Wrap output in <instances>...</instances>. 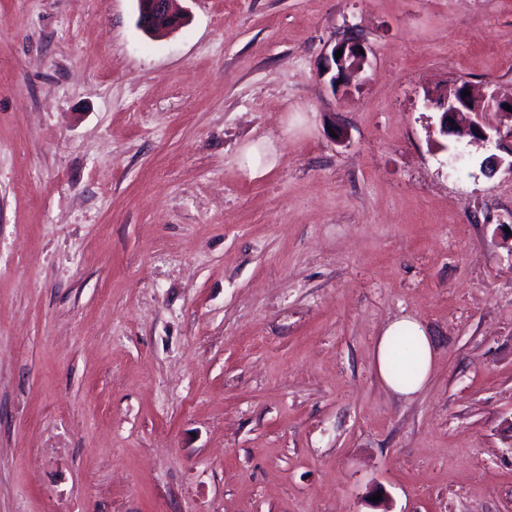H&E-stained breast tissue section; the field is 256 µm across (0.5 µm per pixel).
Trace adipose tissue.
<instances>
[{"instance_id":"adipose-tissue-1","label":"adipose tissue","mask_w":512,"mask_h":512,"mask_svg":"<svg viewBox=\"0 0 512 512\" xmlns=\"http://www.w3.org/2000/svg\"><path fill=\"white\" fill-rule=\"evenodd\" d=\"M403 334L412 337V346L395 348V338ZM433 360L429 337L417 321L410 319L391 322L379 336L374 350V364L379 378L389 390L402 396L417 393L428 383ZM398 365L415 367L413 382L404 383L396 378L394 368Z\"/></svg>"}]
</instances>
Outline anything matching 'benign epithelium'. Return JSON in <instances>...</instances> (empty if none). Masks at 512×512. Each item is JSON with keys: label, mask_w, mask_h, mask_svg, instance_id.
Returning <instances> with one entry per match:
<instances>
[{"label": "benign epithelium", "mask_w": 512, "mask_h": 512, "mask_svg": "<svg viewBox=\"0 0 512 512\" xmlns=\"http://www.w3.org/2000/svg\"><path fill=\"white\" fill-rule=\"evenodd\" d=\"M173 0H137L138 18L144 29L157 27L159 33H169L181 25V17L172 10ZM363 44L346 38L333 46L324 56L326 72H334L331 81L349 83L360 78L367 63V52L359 51ZM341 57H336L337 51ZM466 84L456 85L425 94V106L441 113L440 127L445 134H461L471 141L489 142L512 158V98L502 99L495 91L480 97L462 96Z\"/></svg>", "instance_id": "7a95c632"}]
</instances>
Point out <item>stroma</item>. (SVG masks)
Instances as JSON below:
<instances>
[{"label": "stroma", "instance_id": "stroma-1", "mask_svg": "<svg viewBox=\"0 0 512 512\" xmlns=\"http://www.w3.org/2000/svg\"><path fill=\"white\" fill-rule=\"evenodd\" d=\"M177 5L0 0V512H512V168L424 106L512 97V0ZM141 28L159 27L157 34L169 33L181 25L182 18L172 10L174 0H136ZM359 48L363 52H359ZM342 50V56L336 58V52ZM326 73L335 71L331 78L333 84L336 82L350 83L354 79H359L364 72L367 63V51L361 42L355 38H346L333 46L329 54L324 56ZM265 157L271 164L275 160L274 150L267 144H248L242 151V164L243 168L248 170L251 176L258 175L264 169L262 168L261 161ZM268 157V158H267ZM401 334L407 336H401L397 341L400 347L411 343L408 336L413 338L414 344L396 349L393 342ZM433 360L434 355L429 337L417 321L410 319L391 322L378 337L374 350L377 375L389 390L402 396L417 393L428 383L433 369ZM394 363L401 366L396 367V376L404 382L411 381L412 371L402 367L414 366L416 368L412 383H403L396 378L393 370Z\"/></svg>", "mask_w": 512, "mask_h": 512}]
</instances>
